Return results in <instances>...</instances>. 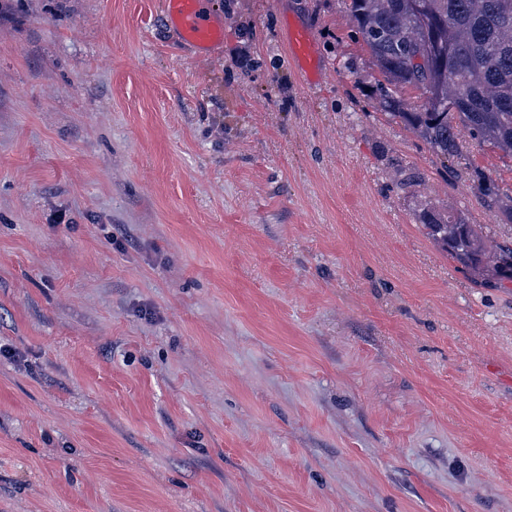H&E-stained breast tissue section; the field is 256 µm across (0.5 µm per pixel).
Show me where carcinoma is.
<instances>
[{"label": "carcinoma", "mask_w": 512, "mask_h": 512, "mask_svg": "<svg viewBox=\"0 0 512 512\" xmlns=\"http://www.w3.org/2000/svg\"><path fill=\"white\" fill-rule=\"evenodd\" d=\"M355 37L379 73L373 98L448 161L464 137L512 157V0H346ZM407 88L424 91L410 110ZM479 200L512 221V196L478 173ZM427 235L479 286L512 283V243H490L459 213L426 211Z\"/></svg>", "instance_id": "cac0c4a2"}]
</instances>
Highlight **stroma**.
<instances>
[{"instance_id":"1","label":"stroma","mask_w":512,"mask_h":512,"mask_svg":"<svg viewBox=\"0 0 512 512\" xmlns=\"http://www.w3.org/2000/svg\"><path fill=\"white\" fill-rule=\"evenodd\" d=\"M0 12V512H512V161L369 96L344 0ZM311 33L307 85L288 34ZM205 3V0H166L169 20L189 42L212 43L223 37L222 29L211 23ZM471 189L479 200L494 208L496 214L506 215L512 223V196L503 197L496 182L483 173L469 177ZM421 221L427 235L474 284L505 288L512 283V243L487 240L478 224L459 213L428 210Z\"/></svg>"}]
</instances>
